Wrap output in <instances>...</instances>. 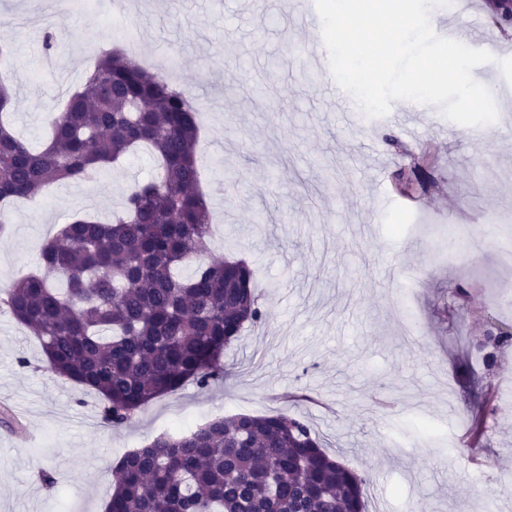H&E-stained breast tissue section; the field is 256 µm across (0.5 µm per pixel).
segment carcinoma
Instances as JSON below:
<instances>
[{"instance_id":"cac0c4a2","label":"carcinoma","mask_w":512,"mask_h":512,"mask_svg":"<svg viewBox=\"0 0 512 512\" xmlns=\"http://www.w3.org/2000/svg\"><path fill=\"white\" fill-rule=\"evenodd\" d=\"M197 133L183 90L106 49L52 116L42 148L0 120L1 203L90 180L140 147L157 164L112 220L84 215L65 225L41 248L44 272L13 283L3 299L41 340L52 372L101 396L112 426L189 380L218 381L224 349L264 318L247 262L209 256ZM192 262V274L180 276ZM114 473L105 512H366L368 478L285 412L160 434Z\"/></svg>"}]
</instances>
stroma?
<instances>
[{
    "instance_id": "obj_1",
    "label": "stroma",
    "mask_w": 512,
    "mask_h": 512,
    "mask_svg": "<svg viewBox=\"0 0 512 512\" xmlns=\"http://www.w3.org/2000/svg\"><path fill=\"white\" fill-rule=\"evenodd\" d=\"M305 6L152 0L144 11L90 0L68 12L64 0H0V74L14 87L13 127L33 146L103 47H123L207 103L199 150L210 158L200 181L211 254L248 262L265 311L225 349L222 383H185L114 428L99 397L48 369L39 339L1 308L0 401L11 413L0 418V512H105L121 448L164 422L280 410L276 395L294 390L316 402L289 404V414L367 473L368 512H512V346L491 369L477 349L488 325L512 328L478 271L512 293V267L491 235L448 250L449 226L512 218V124L465 127L395 107L351 123L328 111L301 54ZM50 10L62 34L44 71L38 18ZM488 13L487 0H466L430 16L462 42L512 51ZM421 162L402 190L399 173ZM154 173L143 150L0 211V289L37 269L42 245L73 215L111 218L128 187ZM489 393L496 412L477 436L472 417Z\"/></svg>"
}]
</instances>
